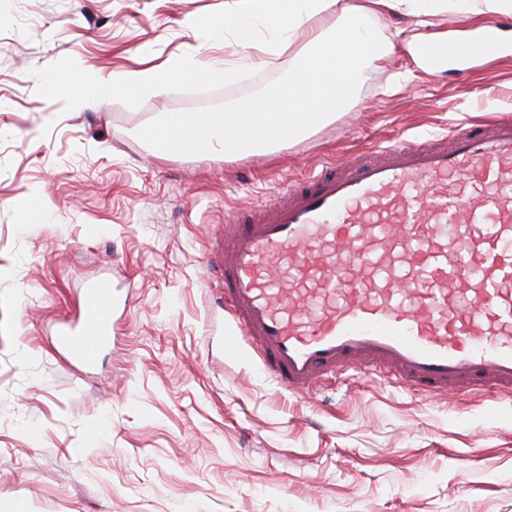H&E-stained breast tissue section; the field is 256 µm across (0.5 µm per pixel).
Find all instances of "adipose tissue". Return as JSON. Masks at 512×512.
<instances>
[{"mask_svg":"<svg viewBox=\"0 0 512 512\" xmlns=\"http://www.w3.org/2000/svg\"><path fill=\"white\" fill-rule=\"evenodd\" d=\"M422 0H369L354 6L349 0H229L224 26L238 36L242 47H250L256 32L266 30L279 38L304 32L310 51L300 66L310 76L305 90H297L294 79L269 88L254 102L212 113L208 120L190 114L163 119L159 136L174 147L197 151L225 150L234 142L237 153H272L304 136L354 103L356 83L367 68L377 65L396 40H403L416 63L431 73L441 72L444 60H432L427 46L445 44L446 35L428 34L424 28ZM390 10L415 17L413 27H370V15ZM197 61L172 60L145 70L127 80L98 78L92 92L71 82L68 70L49 79L52 90L62 91L73 107H97L113 94L135 95L161 85L181 71L200 69Z\"/></svg>","mask_w":512,"mask_h":512,"instance_id":"ef3b65f1","label":"adipose tissue"}]
</instances>
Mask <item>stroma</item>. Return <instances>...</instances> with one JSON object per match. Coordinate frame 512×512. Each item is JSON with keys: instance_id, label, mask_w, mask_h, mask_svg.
<instances>
[{"instance_id": "1", "label": "stroma", "mask_w": 512, "mask_h": 512, "mask_svg": "<svg viewBox=\"0 0 512 512\" xmlns=\"http://www.w3.org/2000/svg\"><path fill=\"white\" fill-rule=\"evenodd\" d=\"M225 0H0V512H512V396L426 398L347 373L314 394L226 353L204 263L225 208L376 144L512 117V54L440 74L404 43L357 82L358 104L271 155L175 150L152 128L221 112L287 79L236 38L202 44ZM199 58L136 96L76 110L50 93L60 60L116 79ZM39 212H32V203ZM122 305L95 368L55 352L85 284Z\"/></svg>"}]
</instances>
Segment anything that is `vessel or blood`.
<instances>
[{
  "label": "vessel or blood",
  "mask_w": 512,
  "mask_h": 512,
  "mask_svg": "<svg viewBox=\"0 0 512 512\" xmlns=\"http://www.w3.org/2000/svg\"><path fill=\"white\" fill-rule=\"evenodd\" d=\"M494 28L469 56H500ZM479 183L484 194L461 196ZM231 337L294 393L349 371L427 397L512 393V120L407 138L224 211L208 259ZM118 288H83L54 344L85 366L112 340Z\"/></svg>",
  "instance_id": "vessel-or-blood-1"
}]
</instances>
